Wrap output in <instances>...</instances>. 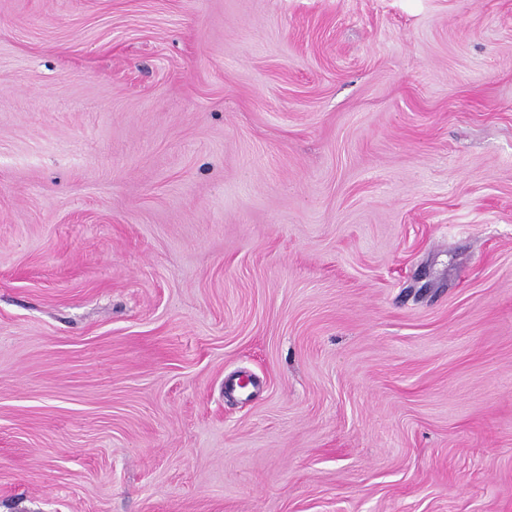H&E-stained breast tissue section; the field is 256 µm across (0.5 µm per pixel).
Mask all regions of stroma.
I'll return each mask as SVG.
<instances>
[{"label":"stroma","mask_w":512,"mask_h":512,"mask_svg":"<svg viewBox=\"0 0 512 512\" xmlns=\"http://www.w3.org/2000/svg\"><path fill=\"white\" fill-rule=\"evenodd\" d=\"M0 512H512V0H0Z\"/></svg>","instance_id":"stroma-1"}]
</instances>
